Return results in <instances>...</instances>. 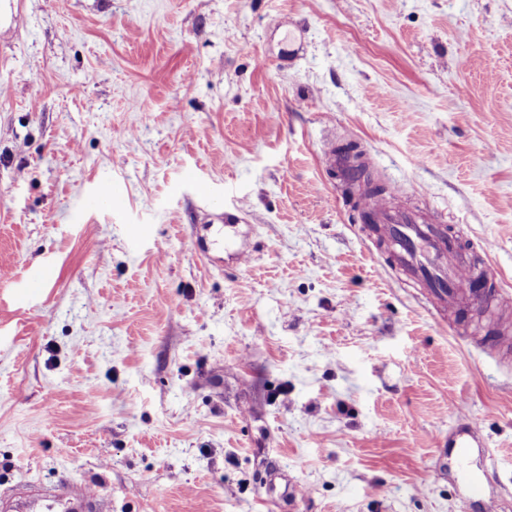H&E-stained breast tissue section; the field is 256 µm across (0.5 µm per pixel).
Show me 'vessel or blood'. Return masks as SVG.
I'll list each match as a JSON object with an SVG mask.
<instances>
[{"label":"vessel or blood","instance_id":"vessel-or-blood-1","mask_svg":"<svg viewBox=\"0 0 512 512\" xmlns=\"http://www.w3.org/2000/svg\"><path fill=\"white\" fill-rule=\"evenodd\" d=\"M360 210L370 234L385 249L391 268L402 271L425 289L436 311H457L468 299L507 309L512 299L488 284L477 285L473 265L488 252L482 245L467 248L442 215H420L394 207L389 197L363 194ZM476 443V430H459L450 442L455 462L465 461ZM98 493L87 485L63 483L50 496L35 493L17 503L14 512H106Z\"/></svg>","mask_w":512,"mask_h":512}]
</instances>
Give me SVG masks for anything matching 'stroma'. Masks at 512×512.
<instances>
[{
	"mask_svg": "<svg viewBox=\"0 0 512 512\" xmlns=\"http://www.w3.org/2000/svg\"><path fill=\"white\" fill-rule=\"evenodd\" d=\"M349 143L357 193L489 243L512 297V0H12L0 499L89 483L112 512H512V331L488 349L494 311L443 316L379 273L324 161ZM234 203L212 244L202 213ZM464 417L483 445L458 467L437 448ZM483 469L469 503L461 473Z\"/></svg>",
	"mask_w": 512,
	"mask_h": 512,
	"instance_id": "35a3bbf8",
	"label": "stroma"
}]
</instances>
